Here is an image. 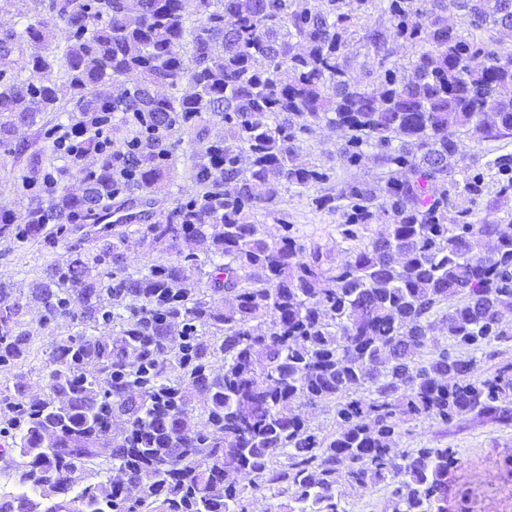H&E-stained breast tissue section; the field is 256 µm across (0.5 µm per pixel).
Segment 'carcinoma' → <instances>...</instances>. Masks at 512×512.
<instances>
[{"label": "carcinoma", "instance_id": "1", "mask_svg": "<svg viewBox=\"0 0 512 512\" xmlns=\"http://www.w3.org/2000/svg\"><path fill=\"white\" fill-rule=\"evenodd\" d=\"M15 2L22 28L0 35V144L19 124L61 119L66 97L68 120L119 112L127 134L117 149L85 141L94 164L76 170L81 195L62 184L70 168L46 171L54 154L20 151L25 221L1 212L0 239H35L51 221L77 233L115 204L140 209L151 246L178 260L116 280L127 265L117 232L31 288L43 325L68 317L76 332L53 347L44 398L0 390L15 451L0 471L19 488L0 512H249L264 491L277 512H345L346 488L379 484L393 512H446L455 451L400 450L403 425L512 421V364L484 377L477 360L512 340V224L474 210L490 182L487 207L512 198V152L456 160L463 135L512 138V54L460 34L448 10L471 31H511L512 0ZM372 6L386 22L363 23ZM60 26L70 37L53 47ZM400 42L416 49L406 65L393 60ZM23 43L22 68L56 69L61 83L6 77ZM360 58L366 83L352 74ZM166 86L176 94L158 93ZM220 121L224 134H211ZM321 122L345 132L344 165L370 154L379 173L334 183L332 169L296 163ZM185 131L200 191L158 213L152 195ZM285 185L322 187L311 208L341 213V241L368 242L333 261L289 224L270 238L254 211L276 213ZM380 220L386 232L366 237ZM187 235L209 243L207 260L181 258ZM190 275L207 284L194 296L178 288ZM457 296L449 343L431 344V318ZM23 316L0 288L2 367L29 353ZM197 394L203 423L187 427ZM294 402L333 404L336 432L288 413ZM115 418L126 427L114 441ZM78 471L82 492L67 496Z\"/></svg>", "mask_w": 512, "mask_h": 512}]
</instances>
